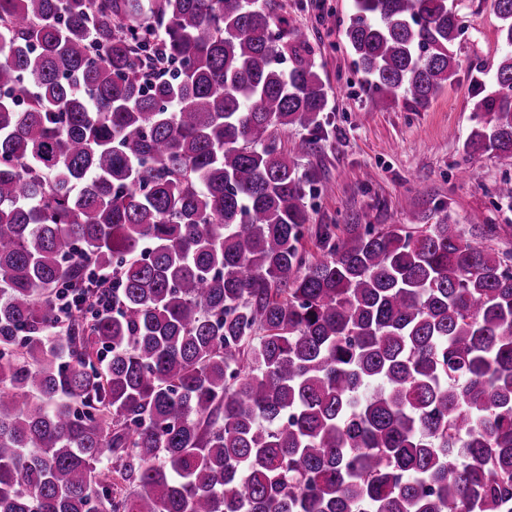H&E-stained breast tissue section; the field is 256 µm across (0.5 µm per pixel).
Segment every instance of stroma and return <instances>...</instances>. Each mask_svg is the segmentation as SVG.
Instances as JSON below:
<instances>
[{"instance_id": "obj_1", "label": "stroma", "mask_w": 512, "mask_h": 512, "mask_svg": "<svg viewBox=\"0 0 512 512\" xmlns=\"http://www.w3.org/2000/svg\"><path fill=\"white\" fill-rule=\"evenodd\" d=\"M276 13L300 25L317 53L329 92L325 138L299 159L300 171L328 192L307 198L311 225L453 224L480 217L499 225L512 249V203L496 189L512 180V159L467 155L476 94L489 93L505 51L492 0H459L466 30L462 67L430 104L411 111L371 97L345 29L353 0H273Z\"/></svg>"}]
</instances>
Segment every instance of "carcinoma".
<instances>
[{
    "label": "carcinoma",
    "instance_id": "cac0c4a2",
    "mask_svg": "<svg viewBox=\"0 0 512 512\" xmlns=\"http://www.w3.org/2000/svg\"><path fill=\"white\" fill-rule=\"evenodd\" d=\"M494 8L465 150L512 158ZM353 9L371 93L457 76L455 0ZM1 90L0 512H512V250L321 224L305 258L327 89L271 0H0Z\"/></svg>",
    "mask_w": 512,
    "mask_h": 512
}]
</instances>
